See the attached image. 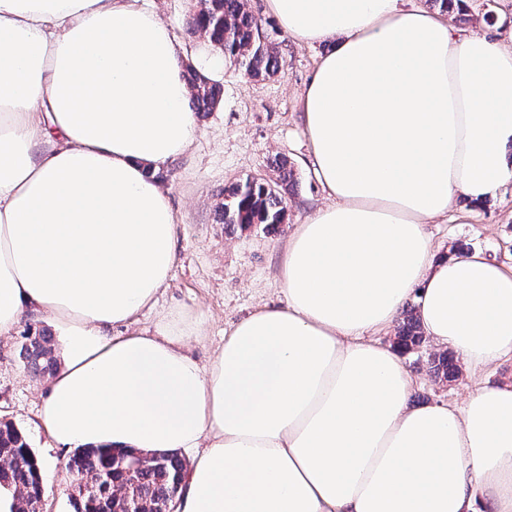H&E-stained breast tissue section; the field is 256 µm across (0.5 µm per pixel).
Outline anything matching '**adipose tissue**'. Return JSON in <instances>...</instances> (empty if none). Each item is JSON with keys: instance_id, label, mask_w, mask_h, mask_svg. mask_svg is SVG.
Segmentation results:
<instances>
[{"instance_id": "obj_1", "label": "adipose tissue", "mask_w": 512, "mask_h": 512, "mask_svg": "<svg viewBox=\"0 0 512 512\" xmlns=\"http://www.w3.org/2000/svg\"><path fill=\"white\" fill-rule=\"evenodd\" d=\"M331 44L301 96L329 202L286 242L282 307L208 367L167 288L180 213L156 172L198 126L153 0H0V337L52 319L42 427L65 451L189 450L177 512H512V380L410 402L389 329L409 297L467 373L512 357V271L425 226L512 183V47L407 0H266Z\"/></svg>"}]
</instances>
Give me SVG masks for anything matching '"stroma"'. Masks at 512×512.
I'll use <instances>...</instances> for the list:
<instances>
[{
  "mask_svg": "<svg viewBox=\"0 0 512 512\" xmlns=\"http://www.w3.org/2000/svg\"><path fill=\"white\" fill-rule=\"evenodd\" d=\"M156 5L194 65H202L214 54L209 40L189 29L197 0H156ZM247 8L277 44L284 70L255 81L226 66L215 77L224 87L223 100L213 111L201 114L190 156L160 169V180L170 188L182 217L177 258L169 288L138 323L151 331L162 317L203 312V334L189 346L202 365L223 345L225 330L235 322L263 305L284 304L279 280L283 245L298 224L327 202L300 110V96L325 48L303 43L284 31L267 11L265 0H247ZM467 9L463 18H450L456 31H481L503 43L512 42V17L503 18L502 0H467ZM279 158L288 159L298 180L288 197L284 224L275 230L262 224L243 231L226 230L220 214L225 185L248 177H270L272 164ZM426 230L439 249L452 251L463 242L511 270L512 185L480 207L457 198L448 215ZM32 320V315H24L12 335L0 338V419L12 421L40 458L58 462L45 496L46 512H73L64 490L69 455L58 449L38 418L45 380L33 377L18 356ZM432 351L425 343L402 356L414 382L413 402L464 400L470 379L464 375L448 382L434 378L426 365Z\"/></svg>",
  "mask_w": 512,
  "mask_h": 512,
  "instance_id": "35a3bbf8",
  "label": "stroma"
}]
</instances>
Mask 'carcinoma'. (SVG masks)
Segmentation results:
<instances>
[{
  "label": "carcinoma",
  "mask_w": 512,
  "mask_h": 512,
  "mask_svg": "<svg viewBox=\"0 0 512 512\" xmlns=\"http://www.w3.org/2000/svg\"><path fill=\"white\" fill-rule=\"evenodd\" d=\"M191 24L202 31L210 43L224 53L230 63L238 66L250 79L264 80L277 75L283 61L278 47L269 41L262 22L248 10L246 0H204L194 14ZM187 78L192 90V107L197 112L216 108L223 95L222 87L186 64ZM274 178L252 177L224 187L223 220L228 226L247 228L253 224L277 226L286 214V195L292 191V172L286 164H277ZM423 335L415 315L399 331L397 346L410 350L422 343ZM19 357L35 376L53 370L56 364L51 337L44 334L26 337ZM429 372L435 377L452 380L459 369L448 351L431 355ZM124 449L80 448L69 458L66 468L73 479L82 481L100 473L109 475V482L100 486L98 494L87 498L80 492L71 495L74 512H115L112 501L113 484L127 481L122 457ZM152 461L138 474L139 498L144 509L165 504L179 492L186 462L177 452L151 451ZM0 488L13 492L16 509L20 512H41L45 502L40 477L39 458L25 437L10 422L0 421Z\"/></svg>",
  "instance_id": "cac0c4a2"
}]
</instances>
